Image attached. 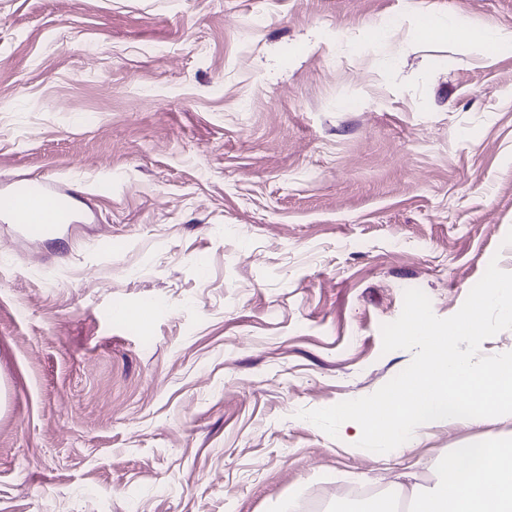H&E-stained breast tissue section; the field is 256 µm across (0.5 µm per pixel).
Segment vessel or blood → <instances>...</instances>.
<instances>
[{
	"mask_svg": "<svg viewBox=\"0 0 512 512\" xmlns=\"http://www.w3.org/2000/svg\"><path fill=\"white\" fill-rule=\"evenodd\" d=\"M72 194L48 178L25 179L0 193V220L29 239H53L72 223Z\"/></svg>",
	"mask_w": 512,
	"mask_h": 512,
	"instance_id": "obj_1",
	"label": "vessel or blood"
}]
</instances>
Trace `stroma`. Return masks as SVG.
Here are the masks:
<instances>
[{"label":"stroma","instance_id":"1","mask_svg":"<svg viewBox=\"0 0 512 512\" xmlns=\"http://www.w3.org/2000/svg\"><path fill=\"white\" fill-rule=\"evenodd\" d=\"M433 13L512 32V0H0V189L77 211L0 222V512H404V474L512 441L298 416L410 364L405 290L447 318L512 272V40L422 41ZM71 197L51 179H24L0 193V220L17 224L25 238L53 239L73 223Z\"/></svg>","mask_w":512,"mask_h":512}]
</instances>
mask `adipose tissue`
Masks as SVG:
<instances>
[{"instance_id":"adipose-tissue-1","label":"adipose tissue","mask_w":512,"mask_h":512,"mask_svg":"<svg viewBox=\"0 0 512 512\" xmlns=\"http://www.w3.org/2000/svg\"><path fill=\"white\" fill-rule=\"evenodd\" d=\"M413 512H512V448L488 440L474 458L454 449L434 484L414 494Z\"/></svg>"}]
</instances>
